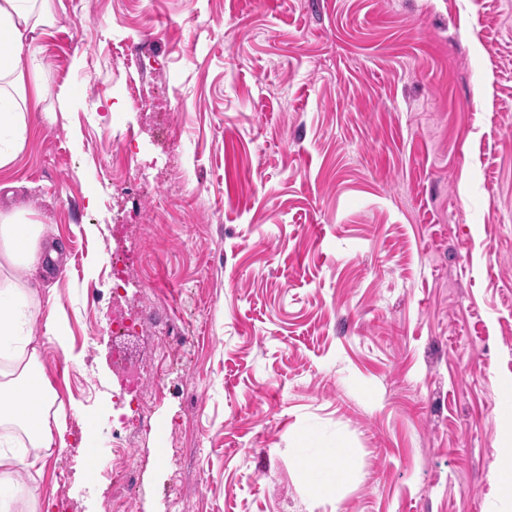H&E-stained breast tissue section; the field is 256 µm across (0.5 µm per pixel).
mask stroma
Instances as JSON below:
<instances>
[{"instance_id": "obj_1", "label": "stroma", "mask_w": 512, "mask_h": 512, "mask_svg": "<svg viewBox=\"0 0 512 512\" xmlns=\"http://www.w3.org/2000/svg\"><path fill=\"white\" fill-rule=\"evenodd\" d=\"M21 67L40 98L0 209L44 225L69 353L40 359L65 462L99 512L112 448L113 246L145 262L137 349L173 348L136 446L139 512H512L492 473L512 379V0H51ZM145 95V114L131 98ZM137 135V162L122 161ZM146 191L112 236L109 184ZM96 284L100 302L88 306ZM93 372L95 386L83 378ZM351 448L336 500L299 469Z\"/></svg>"}]
</instances>
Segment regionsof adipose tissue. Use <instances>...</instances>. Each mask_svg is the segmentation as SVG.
Masks as SVG:
<instances>
[{"label": "adipose tissue", "mask_w": 512, "mask_h": 512, "mask_svg": "<svg viewBox=\"0 0 512 512\" xmlns=\"http://www.w3.org/2000/svg\"><path fill=\"white\" fill-rule=\"evenodd\" d=\"M48 0H0V43L9 54L0 55V132H8L15 146L23 144L30 119L26 76L19 66L21 53L31 48L36 33L49 23ZM49 249L41 239L39 225L21 214H0V255L17 270L31 274L47 271ZM36 289L1 288L0 302V489L19 484V470L42 472L51 448L66 445L62 414L52 411L55 395L48 387L40 363V348L49 343L67 348V332L55 313H41ZM43 321V336H34L32 326ZM24 434L34 452L15 453L17 434ZM350 452L344 446L329 449L315 463L302 468L317 494L340 497L347 480Z\"/></svg>", "instance_id": "adipose-tissue-1"}]
</instances>
